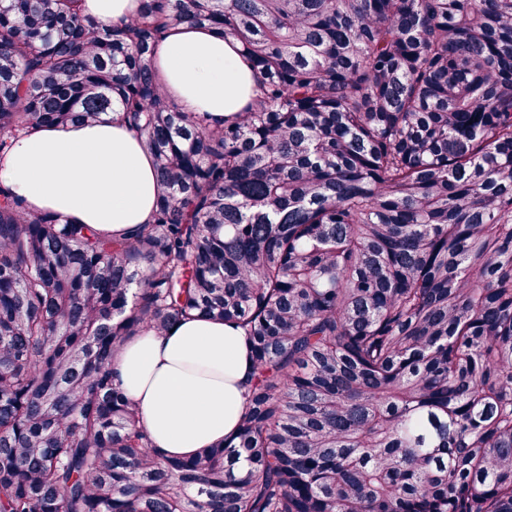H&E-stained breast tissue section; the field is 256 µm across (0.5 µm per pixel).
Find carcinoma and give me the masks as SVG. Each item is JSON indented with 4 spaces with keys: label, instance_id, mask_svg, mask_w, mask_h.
Instances as JSON below:
<instances>
[{
    "label": "carcinoma",
    "instance_id": "obj_1",
    "mask_svg": "<svg viewBox=\"0 0 512 512\" xmlns=\"http://www.w3.org/2000/svg\"><path fill=\"white\" fill-rule=\"evenodd\" d=\"M184 23L240 45L244 111L171 102ZM116 110L160 186L131 237L0 184V512H512V0H0V154ZM196 313L252 372L172 458L109 363ZM82 12L104 23L129 21L139 8V0H82Z\"/></svg>",
    "mask_w": 512,
    "mask_h": 512
}]
</instances>
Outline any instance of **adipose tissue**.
<instances>
[{"label":"adipose tissue","mask_w":512,"mask_h":512,"mask_svg":"<svg viewBox=\"0 0 512 512\" xmlns=\"http://www.w3.org/2000/svg\"><path fill=\"white\" fill-rule=\"evenodd\" d=\"M157 68L185 112L220 121L245 109L254 95L256 73L239 46L208 29H171L159 43ZM0 184L28 211L91 225L105 238L149 223L158 193L151 157L112 112L90 124L30 126L0 156ZM110 369L137 403L156 448L188 458L234 434L252 361L241 329L194 316L126 340Z\"/></svg>","instance_id":"1"}]
</instances>
